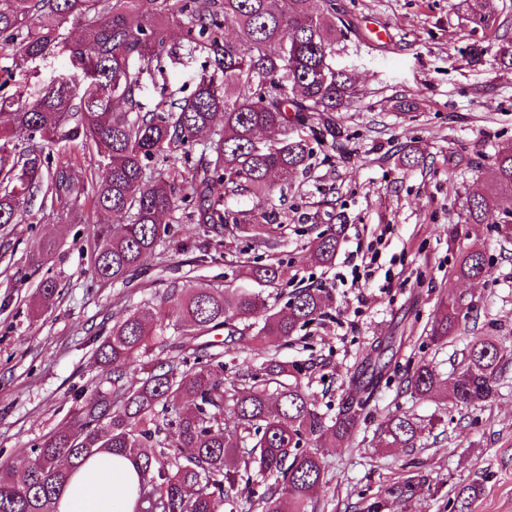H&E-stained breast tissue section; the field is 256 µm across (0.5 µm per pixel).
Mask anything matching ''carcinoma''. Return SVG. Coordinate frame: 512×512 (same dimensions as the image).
Here are the masks:
<instances>
[{"label": "carcinoma", "mask_w": 512, "mask_h": 512, "mask_svg": "<svg viewBox=\"0 0 512 512\" xmlns=\"http://www.w3.org/2000/svg\"><path fill=\"white\" fill-rule=\"evenodd\" d=\"M312 0H0V44L13 58L27 62L53 53H69L90 81L80 87L61 82L43 87L25 101L0 97V154L29 145L0 182V225L17 224L36 197L68 217L82 203L100 214L124 213L129 222L114 231L97 225L99 241L94 275L124 282L155 255L168 226L164 218L178 208L190 186L197 199V222L207 235L258 237L268 230L267 212L231 211L228 194H266L273 173L306 168L312 155L309 136L325 130L336 137L329 114L352 107L362 95L349 74L329 67L334 45L343 37L331 14L316 12ZM138 16L142 23L135 24ZM73 19L83 40L71 45L61 33ZM238 30L237 41L225 29ZM187 28L188 43H204L221 58L224 83L200 76L194 93L183 100L161 101L144 109L136 96L138 75L126 61H160L168 31ZM261 72L268 84L252 91L249 74ZM224 125L215 128L217 116ZM277 135L268 144L257 134ZM207 137L209 160L202 179L192 169L147 178L152 161L186 157ZM81 139L95 146L105 161L102 179L79 180L72 158L50 162L45 149ZM494 180L466 200L464 224L449 238L469 239L470 224H509L512 218V144L494 156ZM344 226L322 233L311 243L308 260L328 266L336 258ZM454 272L459 279L486 276L485 253L477 242L461 250ZM258 288H212L193 283L183 292L179 315L171 319L155 309V326L136 313L116 320L95 349L100 367L94 389L79 396L72 425L31 448L21 467L0 465V512H56L58 497L71 472L86 458L110 451L132 461L139 473L134 512H220L238 483L257 471L274 479L258 497L261 512H313L311 503L324 478L328 448L350 436L367 400L353 399L329 425L313 408L300 381L301 370L270 355L261 371L244 382L224 381V353L213 344L190 346L191 356H159L134 381L123 362L150 351L152 337L171 329L195 341L223 337L229 348L236 337L253 332L261 345L286 343L319 319L330 304L327 292L305 288L281 310L268 307L265 289L275 286L280 263L270 259L244 271ZM58 295L54 280L39 288L42 305ZM470 304L460 297L443 299L429 330L433 344H444L458 330ZM512 363V351L488 336H472L453 368L449 396L457 408H476L498 394L500 377ZM422 397L440 393L441 383L422 361L403 380ZM386 445L404 448L416 438L405 416L384 418ZM243 460V470L224 471L229 456ZM480 485L456 495L451 510L467 512Z\"/></svg>", "instance_id": "1"}]
</instances>
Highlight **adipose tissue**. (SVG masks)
Wrapping results in <instances>:
<instances>
[{"instance_id": "ef3b65f1", "label": "adipose tissue", "mask_w": 512, "mask_h": 512, "mask_svg": "<svg viewBox=\"0 0 512 512\" xmlns=\"http://www.w3.org/2000/svg\"><path fill=\"white\" fill-rule=\"evenodd\" d=\"M138 472L127 459L102 452L78 466L64 488L58 512H132Z\"/></svg>"}]
</instances>
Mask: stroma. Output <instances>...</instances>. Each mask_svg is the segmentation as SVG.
I'll return each mask as SVG.
<instances>
[{"label":"stroma","mask_w":512,"mask_h":512,"mask_svg":"<svg viewBox=\"0 0 512 512\" xmlns=\"http://www.w3.org/2000/svg\"><path fill=\"white\" fill-rule=\"evenodd\" d=\"M344 36L330 59L347 70L364 96L354 107L331 113L335 142H313L306 173L275 178L268 201L228 196L234 210L271 209L277 233L259 243L228 235L223 245L206 240L187 195L170 218L153 259L127 282L101 283L92 275L99 223H127L90 207L64 221L49 205L33 202L17 224L0 227V463L29 455L32 446L71 421L79 391H91L99 369L94 350L119 317L152 312L158 304L177 311L186 281L247 287V263L278 260L282 277L267 289L268 304L285 306L299 288H325L331 319L301 330L278 347L297 362L317 411L338 415L352 393L354 372L376 346L392 360L376 385L356 429L343 447L324 456L325 474L314 512H368L386 500L390 512H450L448 502L466 486L481 492L469 512H512V364L496 399L476 409H456L446 397L405 392L406 367L427 361L441 382L470 337L489 336L512 348V241L492 225L472 236L484 246L486 277L463 283L454 266L460 247L448 227L464 221L467 196L493 176L494 154L512 143V66L500 60L512 46V0H333ZM176 56L162 70L139 76V100L153 108L164 98L190 96L204 74L218 73L205 46L183 50V33L170 32ZM82 83L69 55L58 53L15 66L0 55V96L35 97L52 83ZM419 162L404 165V153ZM344 225L336 255L344 260L356 241H371L384 225L393 230L381 249L390 287L380 280L343 286L334 268L306 259L311 242ZM55 247L37 256L38 243ZM59 295L42 314L31 304L43 279ZM464 294L471 312L454 339L429 343L428 328L439 301ZM264 350L242 336L224 355L225 381L258 369ZM396 414L413 420L414 447L389 448L376 432ZM411 490H404L406 478Z\"/></svg>","instance_id":"obj_1"}]
</instances>
